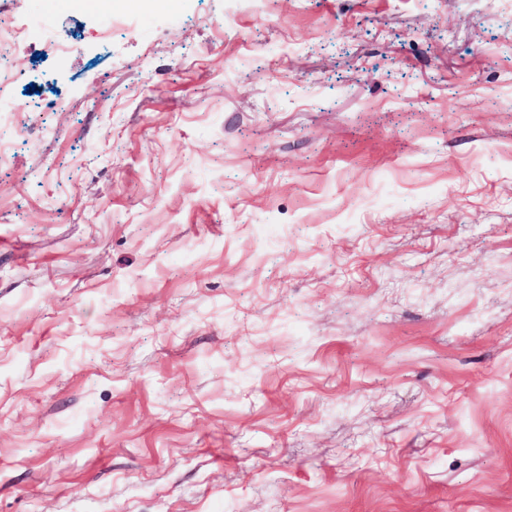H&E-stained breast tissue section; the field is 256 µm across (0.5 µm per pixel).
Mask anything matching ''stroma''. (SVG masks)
Here are the masks:
<instances>
[{
  "mask_svg": "<svg viewBox=\"0 0 512 512\" xmlns=\"http://www.w3.org/2000/svg\"><path fill=\"white\" fill-rule=\"evenodd\" d=\"M56 15L0 127V512H512V0Z\"/></svg>",
  "mask_w": 512,
  "mask_h": 512,
  "instance_id": "stroma-1",
  "label": "stroma"
}]
</instances>
